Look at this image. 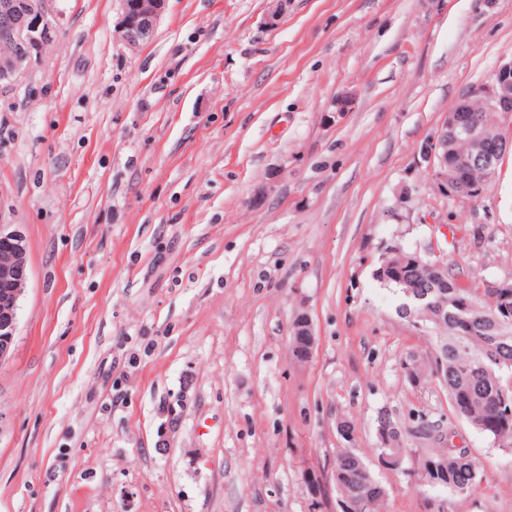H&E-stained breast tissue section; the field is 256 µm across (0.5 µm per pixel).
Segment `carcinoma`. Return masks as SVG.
<instances>
[{"label": "carcinoma", "instance_id": "carcinoma-1", "mask_svg": "<svg viewBox=\"0 0 512 512\" xmlns=\"http://www.w3.org/2000/svg\"><path fill=\"white\" fill-rule=\"evenodd\" d=\"M463 123H480L484 137L491 144L505 138L490 112H469ZM397 273L380 281L395 287L401 295L414 287L420 299L410 298L412 305L426 310L439 304L448 313V321L439 327L428 319L421 320L432 335L437 358L427 357L417 367L416 376L435 379L448 394L451 410L492 438L500 450L512 451V400L504 403L500 390L512 384V322L496 319L498 298L492 288L480 287L474 275L473 285L465 286L453 273L438 276L416 264L414 253L405 249L394 256ZM377 427L387 430V440L377 439V456L399 452L394 447L402 428L382 414ZM429 448L418 458V469L427 482L452 492L468 485L481 484L483 474L468 455L451 452L434 433L431 425L418 429ZM332 479L339 494L349 498L350 512H382L384 493L371 476L363 457L352 448L336 453Z\"/></svg>", "mask_w": 512, "mask_h": 512}]
</instances>
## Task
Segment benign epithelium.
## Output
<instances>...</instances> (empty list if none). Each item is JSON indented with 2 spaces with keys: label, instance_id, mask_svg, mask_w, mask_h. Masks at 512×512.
I'll list each match as a JSON object with an SVG mask.
<instances>
[{
  "label": "benign epithelium",
  "instance_id": "obj_1",
  "mask_svg": "<svg viewBox=\"0 0 512 512\" xmlns=\"http://www.w3.org/2000/svg\"><path fill=\"white\" fill-rule=\"evenodd\" d=\"M167 0H123L119 27L128 46L136 48L153 36ZM53 29L48 0H0V84L10 83L37 62ZM493 112L506 132L512 131V59L499 63L489 80L475 84L446 115L437 137L427 146L432 181L448 198L478 199L493 174L496 147L475 127L461 129L462 112ZM467 135L470 160L463 170L448 165V135ZM28 276L26 239L13 224H0V361L12 348L19 299Z\"/></svg>",
  "mask_w": 512,
  "mask_h": 512
}]
</instances>
